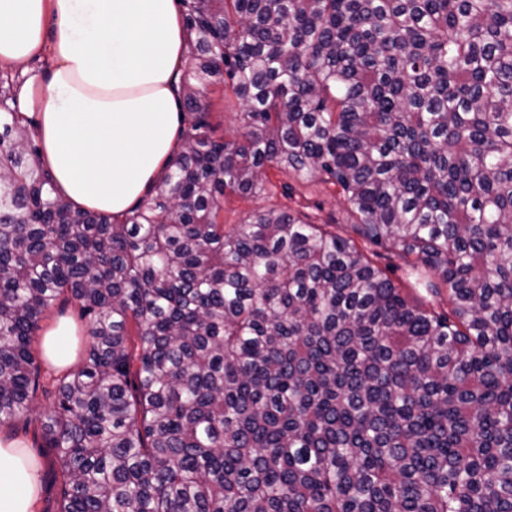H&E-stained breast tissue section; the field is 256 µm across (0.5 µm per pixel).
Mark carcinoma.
Instances as JSON below:
<instances>
[{"label": "carcinoma", "instance_id": "carcinoma-1", "mask_svg": "<svg viewBox=\"0 0 512 512\" xmlns=\"http://www.w3.org/2000/svg\"><path fill=\"white\" fill-rule=\"evenodd\" d=\"M181 2L194 120L119 218L55 192L0 69V423L69 296L91 340L41 419L59 512H512V0ZM273 168L356 237L292 209L225 228ZM211 107L209 121L218 126L216 134L229 139L236 134L237 122L235 114L224 107V97L219 89L210 94ZM380 262L381 266H387V274L388 276L396 283L401 285L405 290V292L409 295L410 298L422 300L428 308H432L437 312L444 313L448 311V294L446 291L439 297H430L427 296V299H423L421 295L426 296L424 292L420 290V294L409 290L405 287V274L404 271L400 269L402 266V262L393 257V259H377Z\"/></svg>", "mask_w": 512, "mask_h": 512}]
</instances>
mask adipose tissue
Segmentation results:
<instances>
[{
    "instance_id": "obj_1",
    "label": "adipose tissue",
    "mask_w": 512,
    "mask_h": 512,
    "mask_svg": "<svg viewBox=\"0 0 512 512\" xmlns=\"http://www.w3.org/2000/svg\"><path fill=\"white\" fill-rule=\"evenodd\" d=\"M184 26L176 0H0V59L45 62L18 100L40 162L80 210L118 216L181 149ZM38 467L0 437V512H35Z\"/></svg>"
}]
</instances>
